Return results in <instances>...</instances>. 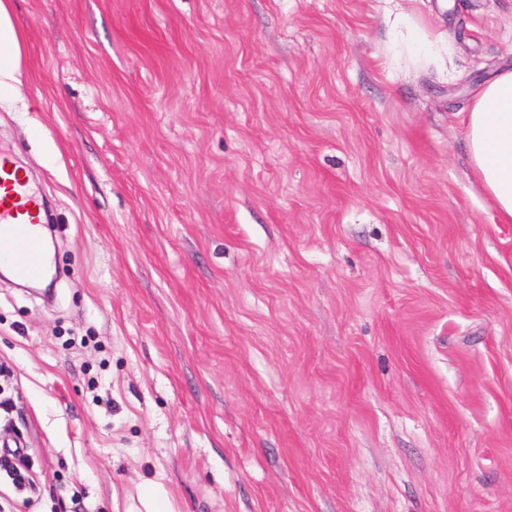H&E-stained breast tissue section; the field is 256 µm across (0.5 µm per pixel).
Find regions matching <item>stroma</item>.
Listing matches in <instances>:
<instances>
[{"mask_svg": "<svg viewBox=\"0 0 512 512\" xmlns=\"http://www.w3.org/2000/svg\"><path fill=\"white\" fill-rule=\"evenodd\" d=\"M0 512H512V224L462 118L512 0H12ZM29 183L12 157L0 152V263L20 280L38 281L46 272L42 200Z\"/></svg>", "mask_w": 512, "mask_h": 512, "instance_id": "stroma-1", "label": "stroma"}]
</instances>
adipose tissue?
<instances>
[{"label":"adipose tissue","mask_w":512,"mask_h":512,"mask_svg":"<svg viewBox=\"0 0 512 512\" xmlns=\"http://www.w3.org/2000/svg\"><path fill=\"white\" fill-rule=\"evenodd\" d=\"M27 78L23 41L9 0H0V98ZM474 178L500 223H512V70L500 71L463 118Z\"/></svg>","instance_id":"obj_1"}]
</instances>
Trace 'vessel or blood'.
<instances>
[{
  "instance_id": "obj_1",
  "label": "vessel or blood",
  "mask_w": 512,
  "mask_h": 512,
  "mask_svg": "<svg viewBox=\"0 0 512 512\" xmlns=\"http://www.w3.org/2000/svg\"><path fill=\"white\" fill-rule=\"evenodd\" d=\"M42 200L10 155L0 152V263L17 278L38 281L46 272L40 232Z\"/></svg>"
}]
</instances>
